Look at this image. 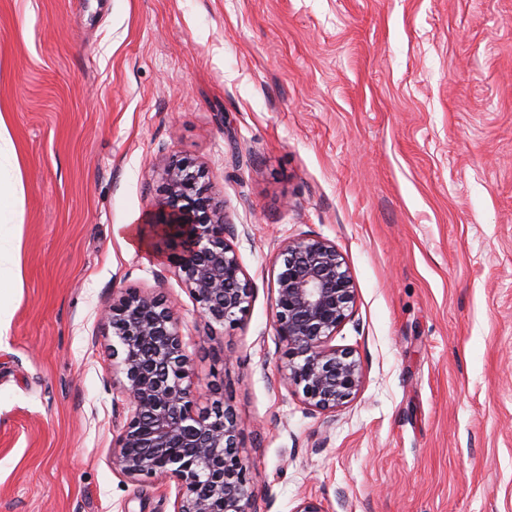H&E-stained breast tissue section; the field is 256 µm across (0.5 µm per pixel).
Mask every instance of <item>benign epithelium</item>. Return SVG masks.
Here are the masks:
<instances>
[{
    "mask_svg": "<svg viewBox=\"0 0 512 512\" xmlns=\"http://www.w3.org/2000/svg\"><path fill=\"white\" fill-rule=\"evenodd\" d=\"M202 178L189 163L167 165L151 223L203 316L223 325L246 311L250 288L226 241L229 225ZM281 256L274 325L288 349L282 379L313 410L334 413L363 379L352 352L329 345L352 310L351 275L336 246L318 236L286 240ZM104 319L116 338L112 357L119 359L130 409L113 463L133 480L175 481L174 512H251L254 477L237 451L236 417L221 403L211 415L195 414L190 360L172 308L129 291L112 299Z\"/></svg>",
    "mask_w": 512,
    "mask_h": 512,
    "instance_id": "1",
    "label": "benign epithelium"
}]
</instances>
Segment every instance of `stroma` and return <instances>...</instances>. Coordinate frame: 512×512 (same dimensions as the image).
<instances>
[{"instance_id": "obj_1", "label": "stroma", "mask_w": 512, "mask_h": 512, "mask_svg": "<svg viewBox=\"0 0 512 512\" xmlns=\"http://www.w3.org/2000/svg\"><path fill=\"white\" fill-rule=\"evenodd\" d=\"M0 119V512H174V481L112 463L100 313L130 289L173 308L196 412L232 408L254 512H512V0H0ZM169 158L234 226L236 323L117 230ZM305 234L355 288L331 343L363 383L331 417L273 323Z\"/></svg>"}]
</instances>
